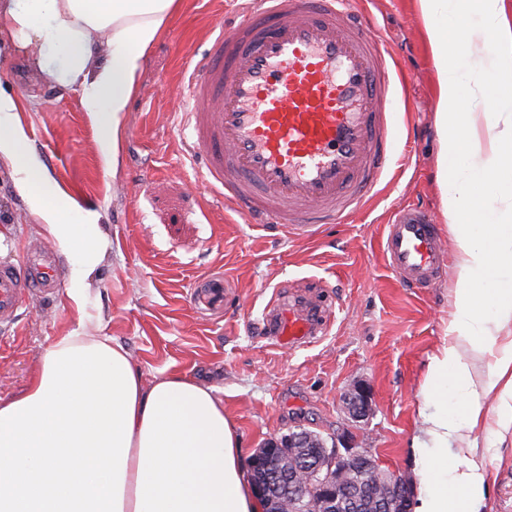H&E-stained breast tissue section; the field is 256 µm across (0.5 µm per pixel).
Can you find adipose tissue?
<instances>
[{"label": "adipose tissue", "mask_w": 512, "mask_h": 512, "mask_svg": "<svg viewBox=\"0 0 512 512\" xmlns=\"http://www.w3.org/2000/svg\"><path fill=\"white\" fill-rule=\"evenodd\" d=\"M181 0H0V50L34 48L49 82L78 91L107 162L146 55ZM437 81L438 182L455 243L454 342L428 365L414 438L423 468L414 512H481L487 473L473 437L482 401L498 395L512 426V0H415ZM480 17L496 60L474 68L457 22ZM477 109L460 112L462 94ZM16 99L0 88V155L34 213L75 259L76 306L99 260L96 216L70 211L21 152ZM495 364L482 370L486 356ZM467 408L448 421V394ZM456 436L464 463L447 471L439 449ZM235 427L217 390L172 373L145 384L110 337L78 332L46 350L26 391L0 401V512H262L244 475Z\"/></svg>", "instance_id": "adipose-tissue-1"}]
</instances>
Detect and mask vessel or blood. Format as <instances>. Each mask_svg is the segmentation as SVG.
Here are the masks:
<instances>
[{
  "label": "vessel or blood",
  "mask_w": 512,
  "mask_h": 512,
  "mask_svg": "<svg viewBox=\"0 0 512 512\" xmlns=\"http://www.w3.org/2000/svg\"><path fill=\"white\" fill-rule=\"evenodd\" d=\"M372 20L352 0H249L192 62L182 85L186 149L205 161L225 202L249 221L309 237L362 210L393 160L397 70ZM386 262L411 288L435 286L448 255L423 209L397 208ZM60 283L56 258L0 256V327L25 299ZM264 325L280 345L305 346L330 323L318 296L273 297Z\"/></svg>",
  "instance_id": "vessel-or-blood-1"
}]
</instances>
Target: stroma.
Instances as JSON below:
<instances>
[{"instance_id":"stroma-1","label":"stroma","mask_w":512,"mask_h":512,"mask_svg":"<svg viewBox=\"0 0 512 512\" xmlns=\"http://www.w3.org/2000/svg\"><path fill=\"white\" fill-rule=\"evenodd\" d=\"M245 5L182 0L146 56L112 170L80 93L43 81L29 51L0 55V86L18 100L25 153L47 181L97 214L102 242L84 310L68 296L72 259L57 251L58 293L26 301L0 336V400L22 393L46 349L78 329L121 344L145 382L179 372L219 390L242 460L270 439L306 429L364 449L381 469L417 484L421 390L452 320L454 279L403 286L381 242L392 210L410 203L431 213L444 246L453 245L437 181V83L421 20L412 0H359L402 77L390 130L395 163L366 210L291 239L280 225L248 223L226 206L182 153L174 87L191 55L206 49L212 24ZM30 244L55 246L11 161L0 157V252L20 260ZM295 289L324 291L334 322L289 349L268 338L262 314L273 294ZM360 383L370 387L371 405L356 421L345 397ZM473 436L492 447L482 512H512V428L491 416Z\"/></svg>"}]
</instances>
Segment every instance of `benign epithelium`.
Listing matches in <instances>:
<instances>
[{
	"instance_id": "7a95c632",
	"label": "benign epithelium",
	"mask_w": 512,
	"mask_h": 512,
	"mask_svg": "<svg viewBox=\"0 0 512 512\" xmlns=\"http://www.w3.org/2000/svg\"><path fill=\"white\" fill-rule=\"evenodd\" d=\"M349 412L352 419L359 421L369 411L371 403V390L367 385L354 386L347 396ZM301 436L292 432L279 439L269 440L263 448L259 449L251 458V474L261 472L269 476H277L276 460L282 455L283 449L300 446ZM364 462V468L375 469L378 464L364 456L360 449L351 446L338 448L322 446L313 449V452L299 461L296 469L288 476L284 488L288 499L294 504L302 506L307 512H336V509L348 506L356 507L352 491L345 480L349 467ZM392 498L384 501L380 512H392L397 507L402 512H412L413 490L411 484L401 475L390 473Z\"/></svg>"
}]
</instances>
